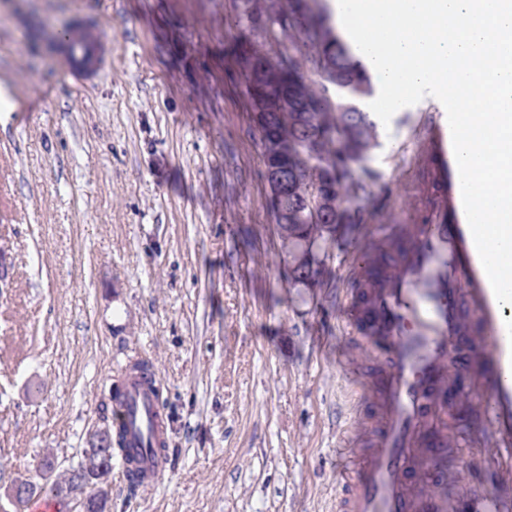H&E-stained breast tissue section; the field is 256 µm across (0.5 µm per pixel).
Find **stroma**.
Returning <instances> with one entry per match:
<instances>
[{
    "instance_id": "1",
    "label": "stroma",
    "mask_w": 512,
    "mask_h": 512,
    "mask_svg": "<svg viewBox=\"0 0 512 512\" xmlns=\"http://www.w3.org/2000/svg\"><path fill=\"white\" fill-rule=\"evenodd\" d=\"M96 21L102 59L74 71L59 44ZM312 52L252 25L240 0H0V512L45 459L77 462L105 426L101 390L150 360L170 461L129 493L113 466L106 512H333L336 475L369 422H336L372 359L345 318L349 269L379 224H413L428 96L376 123L350 176L364 221L336 230L316 287L294 283L268 205L235 48ZM357 354V378L341 361ZM439 487L452 512L494 491L512 512V462L470 399L448 433Z\"/></svg>"
}]
</instances>
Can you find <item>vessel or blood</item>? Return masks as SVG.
<instances>
[{
  "label": "vessel or blood",
  "instance_id": "vessel-or-blood-1",
  "mask_svg": "<svg viewBox=\"0 0 512 512\" xmlns=\"http://www.w3.org/2000/svg\"><path fill=\"white\" fill-rule=\"evenodd\" d=\"M422 162L419 223L378 225L392 260L350 269L346 325L380 368L368 396L352 400L357 409L372 398L376 427L369 448L340 472L336 512H445L428 487L465 393L481 399L503 458L512 457V412L504 408L512 399V315L503 313L468 223L457 216L461 185L446 124L427 128ZM127 402L149 485L166 471L144 444L159 431L154 402L139 384L129 385Z\"/></svg>",
  "mask_w": 512,
  "mask_h": 512
}]
</instances>
